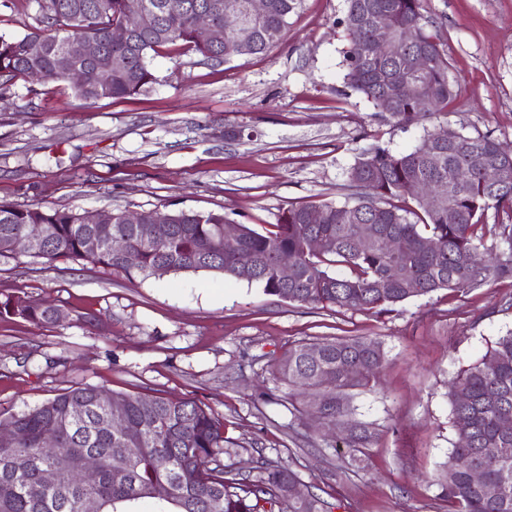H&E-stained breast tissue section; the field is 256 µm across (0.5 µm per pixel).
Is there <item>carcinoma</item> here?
Instances as JSON below:
<instances>
[{
	"label": "carcinoma",
	"instance_id": "cac0c4a2",
	"mask_svg": "<svg viewBox=\"0 0 512 512\" xmlns=\"http://www.w3.org/2000/svg\"><path fill=\"white\" fill-rule=\"evenodd\" d=\"M243 0H39L43 26L21 38L0 36V85L19 77L41 80L64 78L63 46L75 40L98 42L103 52L122 59L121 67L106 78L87 68V80L73 86L77 98L92 102L139 94L158 81L149 66L150 53L166 47H183L202 60L221 64L237 56L266 55L285 37L288 20L301 0H269L267 13L251 20L247 46L225 53L235 44L236 32L225 34V46H201L193 38L195 16L208 11L222 23L228 11H241ZM150 5L157 10V27L140 33L132 45L112 43L109 32L132 10ZM389 22L408 36L409 52L400 58L376 50L372 31L376 23ZM348 37L344 51L345 80L353 91L383 109L379 100L393 92L389 77L401 73L418 83L421 99L396 95L389 119L401 126L431 122L420 143L404 153L376 144L358 157L348 172L351 184L365 190L354 203H299L284 209L277 223L262 230L240 225L239 234L224 238L230 223L222 212H172L169 224H127L124 212H105L109 227L97 230L79 223V212L70 209L17 207L0 202V256L40 257L90 264L119 272L129 280L162 278L181 272H216L226 278L256 284L266 295L304 305H334L350 310L389 311L406 300L439 289L465 291L512 275V261L491 263L481 247L489 211H512V163L501 173L502 185L487 186L475 169L494 159L496 142L488 135L462 133L440 140L438 118L453 97L448 61L438 34L422 9L421 0H347L339 21ZM43 40L45 51L29 54V39ZM464 168L472 177L461 180ZM409 180L443 185L447 196L433 211L420 203L407 204L403 185ZM321 211L319 224L308 223V214ZM47 224L50 234L36 246L26 237L25 225ZM365 224L381 235H398L407 248L392 254L376 246L367 253L353 251V238ZM120 236L139 254L134 266L104 247L96 254L84 250L94 233ZM434 238L439 249L429 252L423 242ZM322 242L319 251L309 241ZM296 266L292 280L278 275L282 256ZM252 276L244 277V267ZM402 270L416 283L392 280V268ZM56 305L20 297L0 300V319L20 318L36 326L56 323ZM385 363L381 342L360 337L297 344L273 365L274 376L311 396L307 406L320 412L331 428L351 422L345 447H368L369 429L351 421L348 391L370 389ZM357 367V377L345 373ZM448 396L457 440L438 478L442 496L455 512H512V431L500 421L512 415V333L499 337L484 357L462 370L452 381ZM125 406V420L110 427L104 419L112 399ZM83 404V420L70 415L74 404ZM8 423L18 439L0 443V512H83L87 498L100 500L101 512H138L149 500L154 512H331V506L310 486L299 499L286 497L288 484L301 481L291 467L263 463L258 474L239 477L224 466V427L202 405L149 393H114L84 385L72 387L11 416ZM53 437L62 448L57 458L42 454L41 443ZM99 458L102 478L95 486L76 479L82 453ZM165 455L169 467L158 471L153 459ZM23 456L30 462L24 472H14L11 461ZM482 467L485 483L472 480V468ZM55 467L59 482L48 487L40 472ZM498 488L491 498L485 484ZM166 485L169 494L154 490Z\"/></svg>",
	"mask_w": 512,
	"mask_h": 512
}]
</instances>
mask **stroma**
Segmentation results:
<instances>
[{
    "instance_id": "1",
    "label": "stroma",
    "mask_w": 512,
    "mask_h": 512,
    "mask_svg": "<svg viewBox=\"0 0 512 512\" xmlns=\"http://www.w3.org/2000/svg\"><path fill=\"white\" fill-rule=\"evenodd\" d=\"M456 93L441 117L512 150V0H423ZM346 0H302L266 56L221 65L161 50L147 91L88 104L69 80L0 88V201L80 212L222 211L276 223L295 202L353 201L347 172L380 142L415 147L424 125H395L345 83ZM37 0H0V34L36 27ZM241 128L229 140L225 129ZM72 312L54 325L0 320V421L90 384L207 406L243 475L278 462L333 512H450L436 482L456 441L448 386L512 332V278L438 290L389 312L302 305L208 272L127 280L90 265L0 256V299ZM371 337L386 362L353 416L373 433L352 462L272 365L302 343Z\"/></svg>"
}]
</instances>
